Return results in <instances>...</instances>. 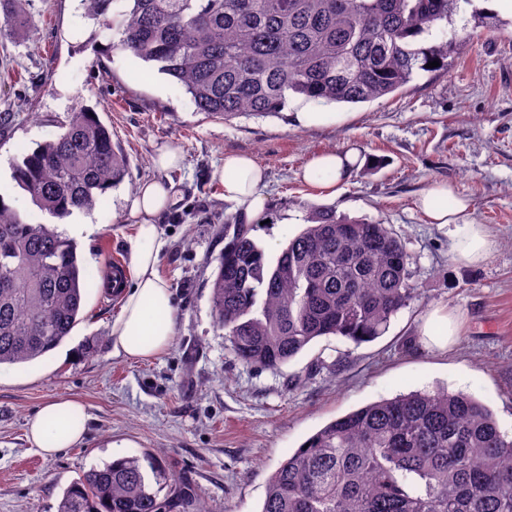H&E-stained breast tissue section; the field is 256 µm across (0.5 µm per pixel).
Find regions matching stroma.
Returning a JSON list of instances; mask_svg holds the SVG:
<instances>
[{"instance_id":"obj_1","label":"stroma","mask_w":512,"mask_h":512,"mask_svg":"<svg viewBox=\"0 0 512 512\" xmlns=\"http://www.w3.org/2000/svg\"><path fill=\"white\" fill-rule=\"evenodd\" d=\"M26 37L0 38V180L11 183L21 216L48 214L13 186L24 152L60 133L75 105L93 109L129 162L128 174L91 210L97 229L78 242L94 285L83 319L63 342L24 365L0 366V512H57L64 490L89 469L121 456L161 452L175 475L203 493L208 512H260L269 475L310 435L368 403L446 387L493 410L512 433V14L461 0L447 30L462 34L447 70L425 73L372 102L318 103L289 96L283 112L229 121L196 110L168 76L109 48L79 0H30ZM300 112L321 120L297 121ZM181 147V167L166 171L178 202L159 222L170 248L161 272L175 305L172 346L148 360L112 348L119 300L104 281L113 253L133 231L126 196L155 176L152 160ZM351 155L333 186L300 173L328 151ZM252 156L266 171V223L251 236L276 260L306 224L311 208L389 225L414 259L411 305L374 341L331 336L311 343L278 370L248 368L224 347L211 314V274L224 227L241 223L225 202L218 173L225 155ZM435 183L467 198L471 218L496 247L479 266L450 259L445 230L425 223L417 196ZM457 314L446 349L427 347L422 324L433 309ZM342 366H335L336 356ZM325 368H317V361ZM87 407L86 437L52 457L26 439L28 420L49 399Z\"/></svg>"}]
</instances>
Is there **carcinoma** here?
Segmentation results:
<instances>
[{"instance_id": "carcinoma-1", "label": "carcinoma", "mask_w": 512, "mask_h": 512, "mask_svg": "<svg viewBox=\"0 0 512 512\" xmlns=\"http://www.w3.org/2000/svg\"><path fill=\"white\" fill-rule=\"evenodd\" d=\"M29 0H0V37L30 31ZM118 47L158 66L199 112L230 121L284 109L291 94L366 103L448 69L441 24L459 0H80ZM436 32L440 37H433ZM440 66L431 69L429 62ZM128 161L96 113L15 164L13 177L58 219L91 210ZM248 224L224 225L211 304L245 366L275 370L318 338L383 335L415 298L412 257L388 225L316 209L271 265ZM92 281L54 224L0 205V365L31 362L82 319ZM164 455L113 459L63 493L58 512H206L174 490ZM260 512H512V435L490 407L448 390L411 391L339 417L268 477Z\"/></svg>"}]
</instances>
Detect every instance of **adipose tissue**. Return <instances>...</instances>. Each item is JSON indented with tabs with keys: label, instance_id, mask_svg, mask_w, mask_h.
<instances>
[{
	"label": "adipose tissue",
	"instance_id": "1",
	"mask_svg": "<svg viewBox=\"0 0 512 512\" xmlns=\"http://www.w3.org/2000/svg\"><path fill=\"white\" fill-rule=\"evenodd\" d=\"M221 182L225 201L236 204L247 222L260 221L265 210L264 172L254 159L241 154L225 155ZM175 203L173 183L156 178L141 181L130 200L129 215L137 221L133 235L126 241L131 285L124 291L120 313L112 323L113 348L129 359L156 357L174 341L173 293L160 271L169 241L157 219ZM417 206L427 223L447 228L454 264L474 266L487 261L495 248L493 238L485 225L468 219V202L452 199L448 186L429 188ZM85 417L81 402L47 401L30 420L27 438L42 454H55L85 436Z\"/></svg>",
	"mask_w": 512,
	"mask_h": 512
}]
</instances>
